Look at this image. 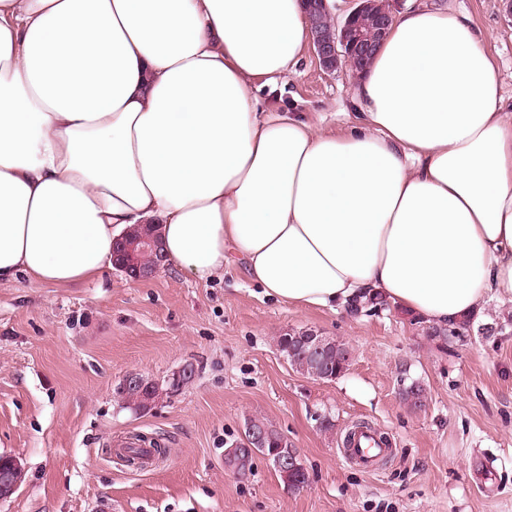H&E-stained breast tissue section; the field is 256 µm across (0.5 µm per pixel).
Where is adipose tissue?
Listing matches in <instances>:
<instances>
[{
  "mask_svg": "<svg viewBox=\"0 0 512 512\" xmlns=\"http://www.w3.org/2000/svg\"><path fill=\"white\" fill-rule=\"evenodd\" d=\"M310 39L302 0H0V286H68L158 227L206 284L432 326L512 303V113L486 36L409 8L346 131L259 111Z\"/></svg>",
  "mask_w": 512,
  "mask_h": 512,
  "instance_id": "obj_1",
  "label": "adipose tissue"
}]
</instances>
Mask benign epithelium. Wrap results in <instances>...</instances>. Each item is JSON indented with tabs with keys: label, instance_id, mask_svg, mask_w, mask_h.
<instances>
[{
	"label": "benign epithelium",
	"instance_id": "1",
	"mask_svg": "<svg viewBox=\"0 0 512 512\" xmlns=\"http://www.w3.org/2000/svg\"><path fill=\"white\" fill-rule=\"evenodd\" d=\"M352 8L345 15L342 23L336 25V37L329 38L320 31L312 33L314 52L322 67L328 72L339 70V64L331 63L333 58L344 57V65L354 68L359 62L372 57L385 39L395 16L393 11L382 5L379 0H351ZM132 248L151 254L156 262L146 266L138 265L131 272L135 281L154 276L163 261V249L159 236L155 233L145 234L136 241ZM329 337L315 329L305 330L304 335L296 337L299 346L314 353L322 352ZM22 465L18 458L12 456L7 461V469H0V492L8 497L18 488V476Z\"/></svg>",
	"mask_w": 512,
	"mask_h": 512
}]
</instances>
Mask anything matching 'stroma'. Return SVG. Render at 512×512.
<instances>
[{
  "instance_id": "35a3bbf8",
  "label": "stroma",
  "mask_w": 512,
  "mask_h": 512,
  "mask_svg": "<svg viewBox=\"0 0 512 512\" xmlns=\"http://www.w3.org/2000/svg\"><path fill=\"white\" fill-rule=\"evenodd\" d=\"M423 2L487 33L511 105L512 0ZM357 80L347 68L327 72L309 48L295 74L261 90L260 107L342 131ZM482 307L443 347L392 304L331 312L274 302L239 265L206 284L164 267L136 283L112 269L78 286H1L0 454L20 459L24 479L0 512H99L103 500L110 512H512V304ZM489 321L505 334L483 338ZM308 328L349 346L342 377L310 378L279 352L277 336ZM187 363L195 376L182 390L146 414L123 409L126 374L161 381ZM404 375L425 388L420 409L400 399ZM255 416L300 454L306 488H288L244 449ZM322 416L332 430H321ZM360 421L395 446L371 472L341 452ZM131 433L163 439V464L117 463L108 450Z\"/></svg>"
}]
</instances>
